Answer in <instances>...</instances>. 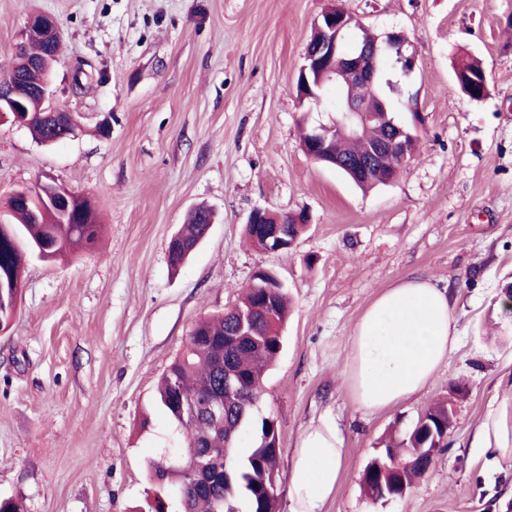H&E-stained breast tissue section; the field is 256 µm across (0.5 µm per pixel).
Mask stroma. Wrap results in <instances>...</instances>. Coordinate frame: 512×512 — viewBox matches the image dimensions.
<instances>
[{"mask_svg": "<svg viewBox=\"0 0 512 512\" xmlns=\"http://www.w3.org/2000/svg\"><path fill=\"white\" fill-rule=\"evenodd\" d=\"M336 3L378 37L404 32L419 55L407 90L423 122L398 112L416 154L367 192L300 145L321 118L296 82L326 0H0V80L28 19L52 17L62 41L50 89L77 124L52 145L0 125V206L49 176L88 197L102 226L91 248L26 263L0 334V498L24 512H144L147 467L178 444L154 403L158 379L197 320L269 269L291 309L256 416L278 426L280 470L328 413L347 448L326 512H512V468L474 440L512 372V316L498 306L512 283V0ZM464 55L485 71L483 99L460 88ZM198 205L215 221L172 266L168 243ZM257 208L311 222L270 254L245 238ZM415 276L447 289L459 343L416 396L364 414L346 387L350 338L385 288ZM444 400L448 446L428 473L403 498L366 497L361 477L384 439Z\"/></svg>", "mask_w": 512, "mask_h": 512, "instance_id": "1", "label": "stroma"}]
</instances>
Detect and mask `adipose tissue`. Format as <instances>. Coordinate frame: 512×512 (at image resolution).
<instances>
[{
	"label": "adipose tissue",
	"instance_id": "adipose-tissue-1",
	"mask_svg": "<svg viewBox=\"0 0 512 512\" xmlns=\"http://www.w3.org/2000/svg\"><path fill=\"white\" fill-rule=\"evenodd\" d=\"M457 342L447 289L409 278L384 289L351 338L347 388L364 412L417 395ZM494 462H512V394L494 396L477 431ZM346 439L329 417L302 430L288 468L291 512H324L342 476Z\"/></svg>",
	"mask_w": 512,
	"mask_h": 512
}]
</instances>
